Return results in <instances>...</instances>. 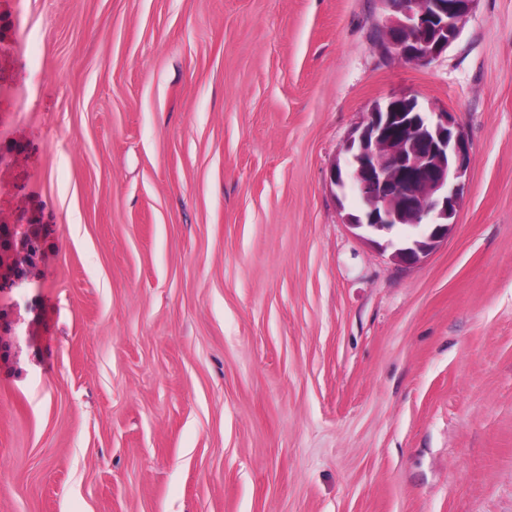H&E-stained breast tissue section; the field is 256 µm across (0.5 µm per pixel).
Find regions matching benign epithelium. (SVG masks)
I'll use <instances>...</instances> for the list:
<instances>
[{"label":"benign epithelium","mask_w":512,"mask_h":512,"mask_svg":"<svg viewBox=\"0 0 512 512\" xmlns=\"http://www.w3.org/2000/svg\"><path fill=\"white\" fill-rule=\"evenodd\" d=\"M476 0H381L388 11L385 48L409 61L430 62L457 38ZM345 166L330 184L361 200L346 222L369 235L395 224L408 234L381 246L405 265L421 263L448 238L461 205L471 148L449 112H429L410 96L374 102L347 147Z\"/></svg>","instance_id":"7a95c632"}]
</instances>
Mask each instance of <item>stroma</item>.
<instances>
[{
  "instance_id": "1",
  "label": "stroma",
  "mask_w": 512,
  "mask_h": 512,
  "mask_svg": "<svg viewBox=\"0 0 512 512\" xmlns=\"http://www.w3.org/2000/svg\"><path fill=\"white\" fill-rule=\"evenodd\" d=\"M44 251L0 288V512H512V0L440 57L378 0H0ZM471 147L445 240L359 237L372 102Z\"/></svg>"
}]
</instances>
